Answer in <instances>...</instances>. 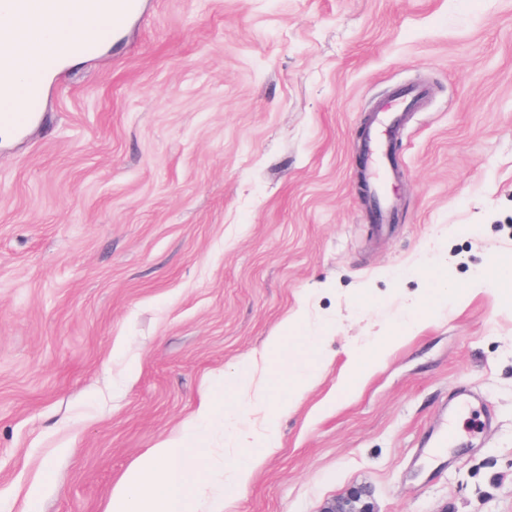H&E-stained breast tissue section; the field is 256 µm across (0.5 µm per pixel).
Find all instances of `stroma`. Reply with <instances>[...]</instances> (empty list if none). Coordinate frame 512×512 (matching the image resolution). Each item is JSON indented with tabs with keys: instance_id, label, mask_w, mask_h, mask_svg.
I'll return each instance as SVG.
<instances>
[{
	"instance_id": "1",
	"label": "stroma",
	"mask_w": 512,
	"mask_h": 512,
	"mask_svg": "<svg viewBox=\"0 0 512 512\" xmlns=\"http://www.w3.org/2000/svg\"><path fill=\"white\" fill-rule=\"evenodd\" d=\"M403 85L395 218L369 219L358 130ZM0 140V512H103L155 443L260 457L221 512H512V0H143ZM445 291L408 335L399 326ZM319 342L296 405L271 337ZM393 339L363 385L340 382ZM254 404L227 388L244 369ZM461 443L438 448L448 406ZM233 424L271 444L237 448ZM389 341V336H383L377 346L367 354L359 356L350 365L344 379L342 380L341 386L344 391L350 392L358 389L367 372L373 367L376 362V357L380 349ZM371 489L367 486L352 487L348 493L328 502L321 512H376L371 501Z\"/></svg>"
}]
</instances>
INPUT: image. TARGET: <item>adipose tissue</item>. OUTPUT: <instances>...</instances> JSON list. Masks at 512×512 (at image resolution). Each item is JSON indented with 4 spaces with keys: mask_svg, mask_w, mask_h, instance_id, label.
<instances>
[{
    "mask_svg": "<svg viewBox=\"0 0 512 512\" xmlns=\"http://www.w3.org/2000/svg\"><path fill=\"white\" fill-rule=\"evenodd\" d=\"M318 343V337L309 336L303 346L286 350L280 341L270 342L271 353H287L292 381L280 411H288L313 379ZM214 416L213 404L202 402L191 425L158 441L113 487L104 512H202L222 497L225 487L245 490L258 460L224 469V480L219 484L200 477L202 450L196 444V435L200 428L212 424Z\"/></svg>",
    "mask_w": 512,
    "mask_h": 512,
    "instance_id": "obj_1",
    "label": "adipose tissue"
}]
</instances>
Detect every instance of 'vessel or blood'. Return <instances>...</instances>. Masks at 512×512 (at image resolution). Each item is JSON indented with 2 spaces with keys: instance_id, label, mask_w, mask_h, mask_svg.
<instances>
[{
  "instance_id": "obj_1",
  "label": "vessel or blood",
  "mask_w": 512,
  "mask_h": 512,
  "mask_svg": "<svg viewBox=\"0 0 512 512\" xmlns=\"http://www.w3.org/2000/svg\"><path fill=\"white\" fill-rule=\"evenodd\" d=\"M140 0H50L40 25L51 32V45L38 50L31 66L22 68L20 58L0 52V134H23L42 110L46 81L62 62L78 54L90 55L100 44L119 33L138 14ZM425 90L413 86L396 97L395 107H381L368 125L362 149L371 168L365 205L378 227H386L394 212L389 187L396 177L394 148L410 106Z\"/></svg>"
}]
</instances>
